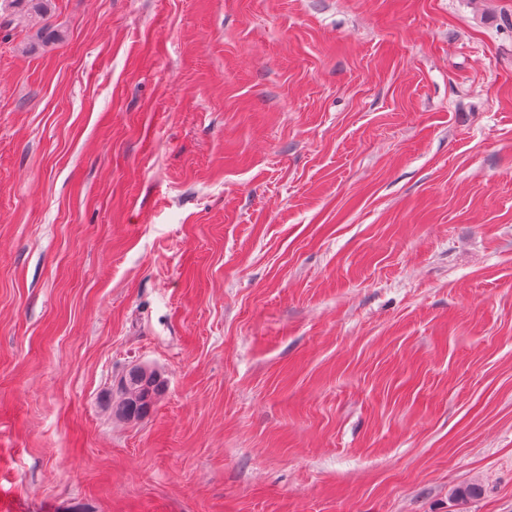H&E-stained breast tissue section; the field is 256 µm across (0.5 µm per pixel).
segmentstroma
<instances>
[{
  "instance_id": "obj_1",
  "label": "stroma",
  "mask_w": 512,
  "mask_h": 512,
  "mask_svg": "<svg viewBox=\"0 0 512 512\" xmlns=\"http://www.w3.org/2000/svg\"><path fill=\"white\" fill-rule=\"evenodd\" d=\"M48 21L0 0V512H512V0ZM164 385L161 374L156 370L141 365L131 367L113 400L114 416L129 422L140 420L155 405Z\"/></svg>"
}]
</instances>
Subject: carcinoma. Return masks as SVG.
<instances>
[{
	"label": "carcinoma",
	"mask_w": 512,
	"mask_h": 512,
	"mask_svg": "<svg viewBox=\"0 0 512 512\" xmlns=\"http://www.w3.org/2000/svg\"><path fill=\"white\" fill-rule=\"evenodd\" d=\"M11 3L30 5L31 13L41 20L50 11V0H11ZM163 391L164 380L160 373L145 366H133L124 375L113 400V414L120 420L137 421L155 405Z\"/></svg>",
	"instance_id": "carcinoma-1"
}]
</instances>
